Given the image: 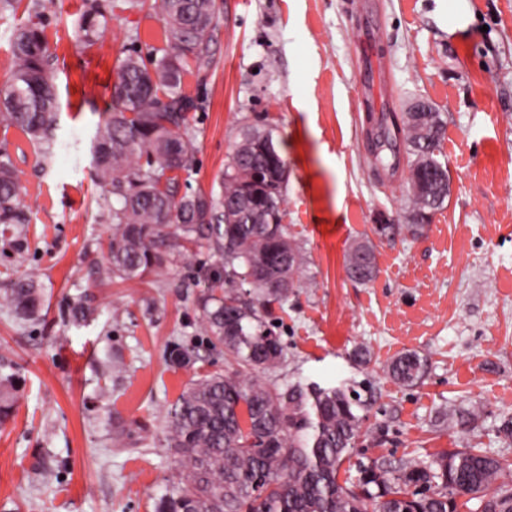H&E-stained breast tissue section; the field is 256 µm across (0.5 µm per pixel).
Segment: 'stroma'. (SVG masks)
I'll use <instances>...</instances> for the list:
<instances>
[{"mask_svg":"<svg viewBox=\"0 0 512 512\" xmlns=\"http://www.w3.org/2000/svg\"><path fill=\"white\" fill-rule=\"evenodd\" d=\"M37 2L57 57L60 110L49 161L0 125V150L30 208L24 253L0 240V293L27 274L45 295L37 321L17 322L0 306V363L21 379L17 411L0 426V512H154L181 475L165 446L164 410L193 376L171 367L167 352L196 345L201 370L226 364L202 343L206 249L173 258L149 286L97 275L110 226L94 134L119 58L164 48L163 23L147 9L127 12L87 46L74 31L84 0ZM348 2L222 0L209 62L185 78L199 108L181 188H215L243 125L274 128L288 166L284 221L307 252L311 285L273 311L287 359L269 379L371 380L365 433L341 478H357L374 458L443 448L476 445L512 460V440L498 431L512 416V0H469L474 20L464 31L446 0H367L361 13ZM416 97L445 122L450 195L423 237L377 244V275L359 285L346 276L348 245L378 215L404 223L407 204V169L376 165L366 116L403 112ZM79 299L93 315L65 323L63 308ZM358 348L366 364L354 361ZM408 351L427 361L412 387L386 373ZM114 361L121 372L108 371ZM462 403L480 408L473 428L436 427L439 411Z\"/></svg>","mask_w":512,"mask_h":512,"instance_id":"35a3bbf8","label":"stroma"}]
</instances>
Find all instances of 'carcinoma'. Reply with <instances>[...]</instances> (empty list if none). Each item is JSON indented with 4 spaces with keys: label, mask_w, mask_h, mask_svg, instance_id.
<instances>
[{
    "label": "carcinoma",
    "mask_w": 512,
    "mask_h": 512,
    "mask_svg": "<svg viewBox=\"0 0 512 512\" xmlns=\"http://www.w3.org/2000/svg\"><path fill=\"white\" fill-rule=\"evenodd\" d=\"M164 23L162 55L136 53L120 58L117 94L93 141L97 177L105 192V221L111 224L105 281L140 285L164 270L175 255L194 248L215 258L206 274L207 291L198 312L206 343L224 348V371L197 372L165 412V441L180 454V480L155 501V512H512L508 461L482 448H456L429 460L410 458L392 465L374 460L357 481L340 479L343 462L362 435L372 404V384L339 385L296 380L284 385L261 381L287 350L271 319L308 282L302 246L282 223L288 167L274 129L247 126L217 177L218 190L181 192V173L192 169L197 106L183 92L189 63L209 62L210 31L218 0H88L76 30L92 45L112 18L144 6ZM12 35L13 66L0 84V124L24 133L44 159L56 146L59 110L55 56L41 26L40 12ZM413 119L406 111L380 128L374 157L382 167L399 165L397 142L410 157L422 156L436 177L421 181L408 171L404 188L411 209L404 224H376L372 233L389 243L416 240L420 223L448 200V163L442 159L441 113L419 100ZM391 158L382 155L384 150ZM19 173L0 151V225L15 230L29 223ZM350 280L367 284L377 270L372 239L354 240L345 253ZM0 299L20 320L36 319L44 300L39 283L19 276ZM92 309L82 300L67 306L68 322H86ZM168 362L189 368L198 348L173 346ZM426 359L405 352L387 366L403 386H415ZM19 378L0 373V422L16 409ZM476 407L443 412L439 425L465 428Z\"/></svg>",
    "instance_id": "carcinoma-1"
}]
</instances>
